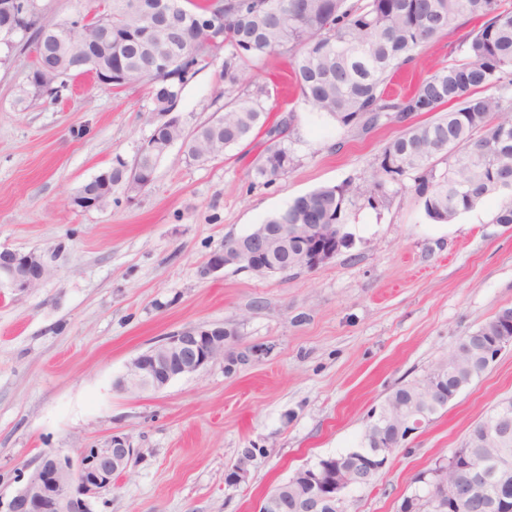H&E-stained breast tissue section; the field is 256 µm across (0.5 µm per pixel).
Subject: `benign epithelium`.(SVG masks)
I'll return each mask as SVG.
<instances>
[{
    "instance_id": "obj_1",
    "label": "benign epithelium",
    "mask_w": 512,
    "mask_h": 512,
    "mask_svg": "<svg viewBox=\"0 0 512 512\" xmlns=\"http://www.w3.org/2000/svg\"><path fill=\"white\" fill-rule=\"evenodd\" d=\"M24 4L21 0H0V40L10 41L17 31L16 21ZM144 23L149 27L173 30L182 24L178 9L169 5L146 13ZM43 31L54 33L60 47L74 57L78 64L91 67L96 64L89 47L75 41V26L65 28L55 23L43 25ZM182 53L176 37L157 39V46L149 56L152 68L162 69ZM110 173L102 172L83 183V208H103L99 183L109 180ZM290 235L299 244L296 259L313 269L333 260L341 251L342 229L338 224H290L283 216L280 230L271 224L254 228L241 241L224 244V249L210 255L201 273L211 276L228 267L250 271L265 276L277 271L268 259ZM48 267L41 254L30 251L20 253L0 251V285L24 292L38 285L47 275ZM503 323L497 326V336L486 341L479 336L473 341L486 364L494 363L502 352L512 347V311L500 312ZM230 332L222 324L189 326L172 333L164 341L151 347L131 361L116 385L127 392L159 391L172 380L197 373L209 363L224 356V337ZM448 402V390L431 383L424 396L429 409ZM369 433L374 440L388 433L395 443L389 448L376 444L366 451L359 450L355 457L361 476L356 471L339 469L328 478L319 475L317 468L297 477L298 492L288 494V486L276 487L258 503L257 512H340L344 509L347 494L355 487L367 486L378 471V464H385L396 447L423 425L417 419L408 421L397 411L383 407L372 413ZM135 449L128 439L115 434L104 447L77 448L74 455L55 452L45 456L41 463L26 477L23 486L8 500L0 497V512H93V504L112 491L114 477L126 472L133 460ZM464 464L453 476L442 469L435 473L429 492L420 497L426 512H512V499L495 497L487 501L481 497L479 486L492 480L499 470L512 466L506 457L496 458V468L490 461L470 454L463 456Z\"/></svg>"
}]
</instances>
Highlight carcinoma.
<instances>
[{
	"label": "carcinoma",
	"instance_id": "carcinoma-1",
	"mask_svg": "<svg viewBox=\"0 0 512 512\" xmlns=\"http://www.w3.org/2000/svg\"><path fill=\"white\" fill-rule=\"evenodd\" d=\"M157 0H110L112 44L93 43V56L112 62L101 83L123 89L152 85L153 111L174 110L183 85L206 58L224 52V81L235 85L266 56L291 60L300 97L345 129L367 133L388 123L404 126L375 155L373 187L323 186L288 205L293 224H347L355 198L368 203L388 186L411 181L425 215L449 224L485 198L498 195L503 206L495 224H512V0H178L187 16L181 60L164 71L146 66L154 34L137 15ZM474 27L451 52L460 55L436 68L408 94L387 91L392 77L408 66L426 43L450 36L467 23ZM68 61L49 54L22 89L18 103L39 93L59 95L75 75ZM419 114L435 118L411 123ZM264 105L251 98L224 104V115L190 135L181 129L155 130L133 164L117 160L112 184L140 192L153 180V142L182 140L193 160H208L247 142L266 129L268 145L255 175L273 182L292 168L285 145L293 113L268 125ZM432 371L397 387L388 405L421 392Z\"/></svg>",
	"mask_w": 512,
	"mask_h": 512
}]
</instances>
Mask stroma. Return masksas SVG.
Wrapping results in <instances>:
<instances>
[{"mask_svg":"<svg viewBox=\"0 0 512 512\" xmlns=\"http://www.w3.org/2000/svg\"><path fill=\"white\" fill-rule=\"evenodd\" d=\"M0 48V250L35 251L49 273L35 288L0 287V496L54 451L127 437L128 471L96 512H256L299 468L356 449L370 411L447 356L456 338L512 307V224L491 196L454 223L429 221L412 189L387 187L348 209L352 244L321 267L258 277L201 267L224 240L321 186L370 183L369 163L401 128H339L278 93L289 70L273 55L242 85L224 58L205 60L173 111L192 132L242 92L272 120L293 115L294 165L273 183L253 172L265 134L224 157L189 160L174 144L151 185L112 188L81 210L79 187L149 139L148 87L71 80L58 100L15 101L33 65L28 35ZM220 324L224 355L157 392L115 381L140 353L190 325ZM512 397V347L398 448L348 512H397L416 475L461 447ZM245 448L260 449L241 463ZM243 464L245 477L227 473Z\"/></svg>","mask_w":512,"mask_h":512,"instance_id":"35a3bbf8","label":"stroma"}]
</instances>
